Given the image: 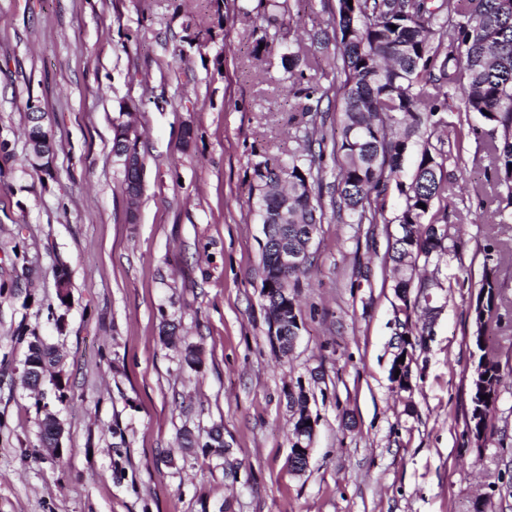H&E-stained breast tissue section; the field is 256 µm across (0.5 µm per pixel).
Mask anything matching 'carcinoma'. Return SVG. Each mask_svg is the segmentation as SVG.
Segmentation results:
<instances>
[{
    "label": "carcinoma",
    "instance_id": "cac0c4a2",
    "mask_svg": "<svg viewBox=\"0 0 512 512\" xmlns=\"http://www.w3.org/2000/svg\"><path fill=\"white\" fill-rule=\"evenodd\" d=\"M263 17L272 24L287 8V0H261ZM319 44L333 47L340 62V82L324 87L302 86L304 69L317 66L314 54L303 58L290 51L282 56L286 72L299 92L317 104L335 98L337 126H327V115L317 106L303 112L310 119L303 129L301 150L275 162L254 164L256 215L270 248L262 252V286L270 288L267 305H288V330L302 318L295 288L312 264V243L326 213L322 202L321 163L326 149L340 160L332 188V211L345 213L354 224L387 223L388 195L403 199L396 216L398 234L386 256L394 290L411 287L416 259L429 262L448 252V190L452 176L447 162L450 144L435 137L451 126L448 89L459 88L457 114L475 112L496 134L483 149L503 190L492 199L493 215L512 208V0H337V14L328 22ZM130 124L114 125L112 153L124 159V133ZM32 149H53L47 131L30 127ZM418 150L416 168L405 174V160ZM423 203L426 208L418 207ZM283 245L305 252V264L283 270L273 259V247ZM512 251L502 246L484 250V278L477 301L498 307V286L493 273ZM502 328L501 314L475 325L476 350L489 355L485 374L489 390L470 381L471 393L487 395L483 429H488L504 374L497 350L487 344ZM26 359L55 380L56 398L62 399L61 358L52 345L30 342ZM181 447L224 453V433L211 430L206 440L189 431Z\"/></svg>",
    "mask_w": 512,
    "mask_h": 512
}]
</instances>
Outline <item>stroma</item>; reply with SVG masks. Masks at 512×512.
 I'll use <instances>...</instances> for the list:
<instances>
[{"label": "stroma", "instance_id": "1", "mask_svg": "<svg viewBox=\"0 0 512 512\" xmlns=\"http://www.w3.org/2000/svg\"><path fill=\"white\" fill-rule=\"evenodd\" d=\"M257 4L0 0V136L12 150L0 163V512H512V262L496 272L503 329L492 339L510 374L483 441L466 427L483 251L512 245V221L490 218L488 124L471 113L448 134L460 248L424 268L440 286L432 339L409 350L412 391L390 378L401 317L385 268L394 192L375 229L321 224L297 290L303 325L281 356L262 296L253 164L298 149L304 99ZM287 5L279 23L296 52L320 57L306 80L335 76L332 49L311 37L337 0ZM31 99L54 140L47 180L29 164ZM125 112L144 158L133 221L112 153ZM61 267L72 283L64 306ZM37 337L63 357L64 401L37 405L20 382ZM299 383L315 420L302 475L288 468L285 397ZM48 410L63 425L57 455L40 443ZM217 425L226 457L181 448L183 431Z\"/></svg>", "mask_w": 512, "mask_h": 512}]
</instances>
